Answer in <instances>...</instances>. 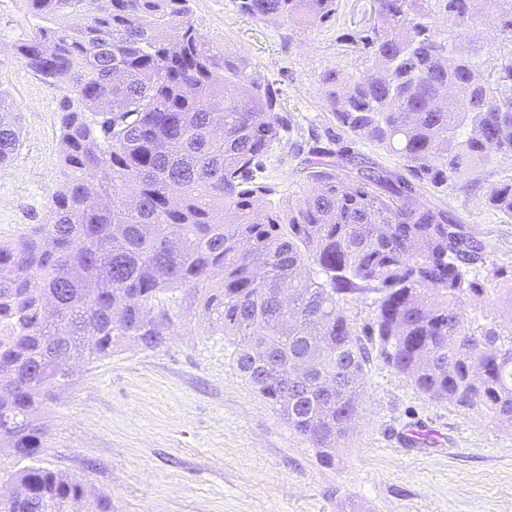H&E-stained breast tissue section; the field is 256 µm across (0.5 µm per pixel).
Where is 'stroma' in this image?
Masks as SVG:
<instances>
[{
  "instance_id": "stroma-1",
  "label": "stroma",
  "mask_w": 512,
  "mask_h": 512,
  "mask_svg": "<svg viewBox=\"0 0 512 512\" xmlns=\"http://www.w3.org/2000/svg\"><path fill=\"white\" fill-rule=\"evenodd\" d=\"M200 33L252 59L294 116L293 127L257 173L277 196L306 173L311 135L336 139L357 156L393 169L391 153L342 133L326 108L323 72L364 76L351 43L369 25L370 0H340L334 18L302 31L240 14L235 0H191ZM499 0H476L461 50L485 61L501 45ZM34 20L24 0H0V92L20 107L22 145L0 166V242L42 223L61 181L57 113L66 88L26 68L15 47ZM476 188L417 183L421 203L446 210L484 246L470 279L483 295L465 301L468 326L512 329L494 289L512 286V221L485 203L512 177V161L491 157ZM167 342L132 344L102 360L78 358L68 385L38 415L42 446L34 465L89 486L110 512H512V426L430 400L378 351L349 436L331 463L246 385L221 326L174 309ZM0 447V482L26 466Z\"/></svg>"
}]
</instances>
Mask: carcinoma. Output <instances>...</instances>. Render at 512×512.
Instances as JSON below:
<instances>
[{"label":"carcinoma","instance_id":"1","mask_svg":"<svg viewBox=\"0 0 512 512\" xmlns=\"http://www.w3.org/2000/svg\"><path fill=\"white\" fill-rule=\"evenodd\" d=\"M39 19L16 46L24 65L67 86L60 106L62 181L45 221L0 244V444L41 447L36 414L68 383L76 354L166 342L169 307L189 298L232 337L248 386L329 463L364 388L371 337L429 399L512 424V333L465 324L468 279L484 246L445 210L421 204L403 171L462 181L490 152L512 159V0L505 53L482 70L457 49L470 4L446 0L448 28L424 22L432 0H381L355 48L372 76H320L344 133L394 153L398 169L310 149L305 180L273 202L254 179L293 116L251 59L198 31L190 0H25ZM256 21L307 29L338 0H236ZM18 105L0 92V166L20 147ZM486 204L512 219V181ZM372 293L358 331L344 302ZM306 366L300 380L289 364ZM0 512H62L92 490L30 465Z\"/></svg>","mask_w":512,"mask_h":512}]
</instances>
